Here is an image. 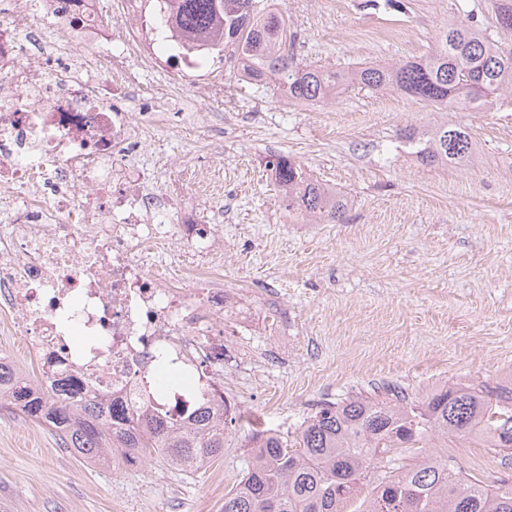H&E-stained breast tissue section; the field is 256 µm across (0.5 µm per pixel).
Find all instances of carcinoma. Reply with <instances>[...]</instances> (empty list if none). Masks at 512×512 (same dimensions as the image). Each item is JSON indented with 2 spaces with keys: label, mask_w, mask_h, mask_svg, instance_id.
Returning a JSON list of instances; mask_svg holds the SVG:
<instances>
[{
  "label": "carcinoma",
  "mask_w": 512,
  "mask_h": 512,
  "mask_svg": "<svg viewBox=\"0 0 512 512\" xmlns=\"http://www.w3.org/2000/svg\"><path fill=\"white\" fill-rule=\"evenodd\" d=\"M139 2L162 37L217 54L230 51L246 79L273 82L291 102H327L357 87L392 89L440 110L473 111L512 93V51L469 23L444 26L426 57L337 70L298 66L284 13L261 9L258 0ZM398 138L425 165L464 168L478 151L467 128L446 122L404 128ZM266 166L288 213L344 222L351 206L347 195L310 178L286 155L269 156ZM1 382L8 390L0 392V403L49 427L63 447L94 465L121 457L134 466L159 457L172 469L194 473L224 453L228 425L237 419L227 409L222 416L202 410L177 421L135 414L95 396L74 401L69 381L60 382L53 395L2 363ZM478 434L496 448H512L511 385L491 396L456 383L433 388L416 403L398 395L325 403L291 444L276 433L254 436L245 474L224 496L223 512H348L367 478L373 487L358 512H512V483L466 479L446 455L403 461L407 451L436 436Z\"/></svg>",
  "instance_id": "cac0c4a2"
}]
</instances>
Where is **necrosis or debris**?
<instances>
[{"mask_svg": "<svg viewBox=\"0 0 512 512\" xmlns=\"http://www.w3.org/2000/svg\"><path fill=\"white\" fill-rule=\"evenodd\" d=\"M101 0H5L0 24V314L33 355L39 381L68 377L81 392L180 420L204 405L224 411L223 289L202 275L160 273L172 238L200 262L224 242L216 229L165 223L171 201L143 189L132 157L151 125L115 105L127 88L124 56L162 69L158 34L135 0L113 22ZM101 65L63 67L77 39ZM86 336L73 345V332ZM195 375V391L157 397L160 363Z\"/></svg>", "mask_w": 512, "mask_h": 512, "instance_id": "4bbe7bcc", "label": "necrosis or debris"}]
</instances>
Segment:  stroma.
I'll list each match as a JSON object with an SVG mask.
<instances>
[{"mask_svg":"<svg viewBox=\"0 0 512 512\" xmlns=\"http://www.w3.org/2000/svg\"><path fill=\"white\" fill-rule=\"evenodd\" d=\"M495 0H278L297 63L333 68L420 58L440 28H492ZM210 94L129 64L136 90L181 85L141 146L145 187L167 194L172 223L216 226L209 267L248 319H224V397L240 417L223 455L187 474L160 460L93 465L0 406V512H222L251 437L294 436L327 402L402 391L408 400L462 382L512 380V95L479 112L439 111L395 91L349 89L294 104L242 79L236 64ZM470 128L474 165L428 166L400 143L406 126ZM348 195L340 224L288 216L269 154ZM465 477L512 478V450L463 437L428 442Z\"/></svg>","mask_w":512,"mask_h":512,"instance_id":"35a3bbf8","label":"stroma"}]
</instances>
